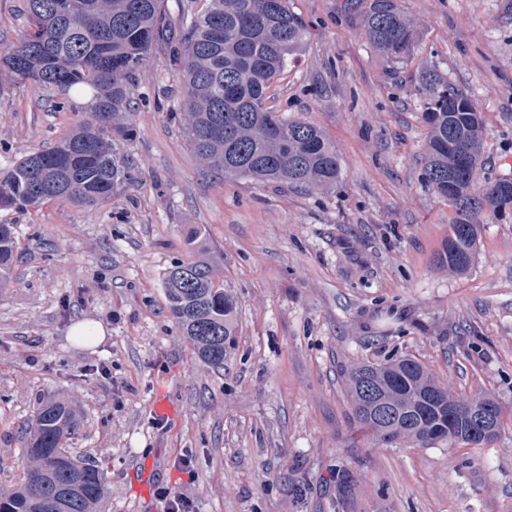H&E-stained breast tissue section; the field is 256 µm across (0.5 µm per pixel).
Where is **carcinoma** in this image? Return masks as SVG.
<instances>
[{"instance_id": "cac0c4a2", "label": "carcinoma", "mask_w": 512, "mask_h": 512, "mask_svg": "<svg viewBox=\"0 0 512 512\" xmlns=\"http://www.w3.org/2000/svg\"><path fill=\"white\" fill-rule=\"evenodd\" d=\"M22 0L25 27L0 42V67L41 93L65 95L61 107L84 118L56 144L0 172V210H26L49 201L101 205L128 179L133 160L125 145L137 134L138 72L163 50L183 83L177 116L206 171L313 190L336 185L341 164L317 126L265 107L268 91L307 48V31L288 0H185L177 29L164 0ZM360 21L369 44L393 67L416 40L400 0H368ZM428 136L424 175L448 200L455 217L438 263L456 273L472 263L478 217L512 208V180L474 190L481 168L482 120L472 101L437 70L420 75ZM90 95L78 108L71 93ZM172 264L164 292L181 335L197 357L224 366L236 342V302L218 281L200 244ZM17 243L0 224V287L13 280ZM356 422L374 441L478 448L496 439L504 413L492 396L459 394L419 360L400 356L358 363L346 375ZM80 417L67 401L37 408L25 448L21 481L0 491V512H101L105 490L96 465L74 457L68 440Z\"/></svg>"}]
</instances>
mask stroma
Returning <instances> with one entry per match:
<instances>
[{
  "mask_svg": "<svg viewBox=\"0 0 512 512\" xmlns=\"http://www.w3.org/2000/svg\"><path fill=\"white\" fill-rule=\"evenodd\" d=\"M418 30L390 70L346 0H289L307 49L266 105L321 128L342 176L326 190L205 173L169 117L180 81L155 54L138 76L136 167L93 208L0 211L21 258L0 288V489L22 475L39 405L65 399L74 454L97 465L104 512H165L132 493L134 462L195 512H512V210L483 214L466 273L437 262L454 211L422 180L419 76L435 69L483 117L479 184L512 179V0H401ZM81 113L54 111L0 76V171L51 147ZM200 229L237 301L236 346L200 361L173 322L163 275ZM99 322L105 336L69 331ZM402 355L463 392L484 391L504 428L480 448L384 447L357 425L344 374ZM173 408L156 418L157 397ZM188 457L193 474L179 470ZM348 471L350 490L336 475Z\"/></svg>",
  "mask_w": 512,
  "mask_h": 512,
  "instance_id": "stroma-1",
  "label": "stroma"
}]
</instances>
